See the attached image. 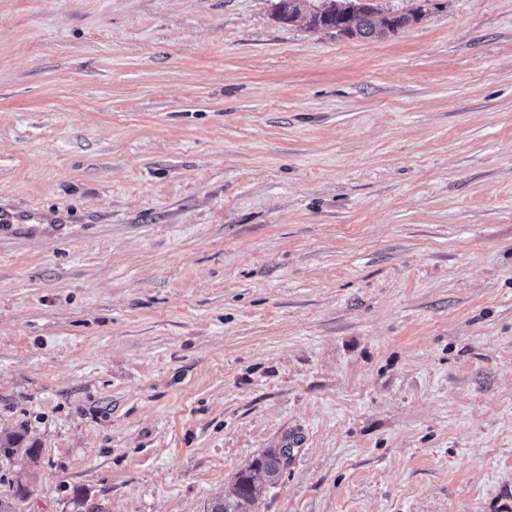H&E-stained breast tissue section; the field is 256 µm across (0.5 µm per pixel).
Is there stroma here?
<instances>
[{
	"label": "stroma",
	"instance_id": "obj_1",
	"mask_svg": "<svg viewBox=\"0 0 512 512\" xmlns=\"http://www.w3.org/2000/svg\"><path fill=\"white\" fill-rule=\"evenodd\" d=\"M0 0L20 512H512V0ZM274 11L283 24L303 19L310 29H334L339 34L360 38L394 33L418 20L415 13L376 20L381 13L367 0H277ZM52 219L44 216L37 210H26L20 212H12L9 210H0V224H51ZM285 448L270 450L240 472L231 491L215 501L210 512H243L242 506L256 502L267 487L278 480Z\"/></svg>",
	"mask_w": 512,
	"mask_h": 512
}]
</instances>
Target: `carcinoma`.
Returning <instances> with one entry per match:
<instances>
[{
    "label": "carcinoma",
    "instance_id": "obj_1",
    "mask_svg": "<svg viewBox=\"0 0 512 512\" xmlns=\"http://www.w3.org/2000/svg\"><path fill=\"white\" fill-rule=\"evenodd\" d=\"M276 19L283 24L306 21L313 30L334 29L349 37L370 38L375 34L394 33L418 20L414 13L379 17L369 0H277ZM25 448L30 461L37 460L39 449L23 443L22 435L0 436V461H13L19 448ZM285 449L270 450L240 472L231 491L215 501L210 512H242V506L256 502L265 489L278 480ZM32 493L27 480L16 478L6 493L0 495V512H16L19 503Z\"/></svg>",
    "mask_w": 512,
    "mask_h": 512
}]
</instances>
